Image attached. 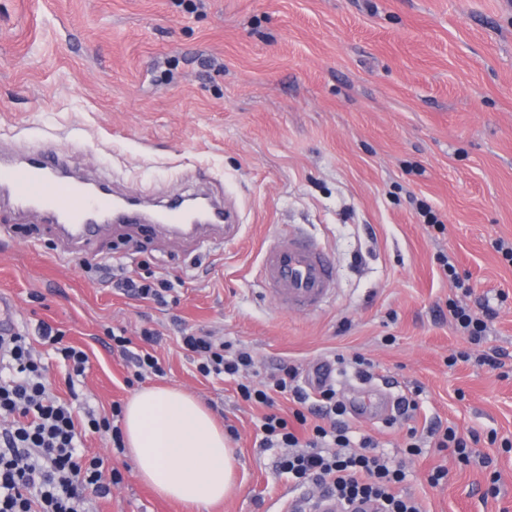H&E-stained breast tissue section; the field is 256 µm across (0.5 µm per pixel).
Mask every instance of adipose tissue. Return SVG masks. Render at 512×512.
<instances>
[{"label":"adipose tissue","mask_w":512,"mask_h":512,"mask_svg":"<svg viewBox=\"0 0 512 512\" xmlns=\"http://www.w3.org/2000/svg\"><path fill=\"white\" fill-rule=\"evenodd\" d=\"M124 435L137 476L163 497L207 506L223 500L234 484L223 429L180 390H137L125 406Z\"/></svg>","instance_id":"1"}]
</instances>
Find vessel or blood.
I'll list each match as a JSON object with an SVG mask.
<instances>
[{
	"label": "vessel or blood",
	"mask_w": 512,
	"mask_h": 512,
	"mask_svg": "<svg viewBox=\"0 0 512 512\" xmlns=\"http://www.w3.org/2000/svg\"><path fill=\"white\" fill-rule=\"evenodd\" d=\"M62 159L52 149H41L26 162L0 157V193L22 212L42 214L58 231L65 249L76 252L90 244L99 225L161 229L168 234L211 249L233 239L239 229L235 211L210 199L213 217L205 224L189 223L180 196L145 211L133 204L117 208L110 190L92 194L61 173ZM259 279L277 306L303 313L320 308L333 289L334 268L323 249L302 232L273 236L263 249Z\"/></svg>",
	"instance_id": "vessel-or-blood-1"
}]
</instances>
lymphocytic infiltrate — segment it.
<instances>
[{
	"mask_svg": "<svg viewBox=\"0 0 512 512\" xmlns=\"http://www.w3.org/2000/svg\"><path fill=\"white\" fill-rule=\"evenodd\" d=\"M117 285L131 297L160 306L177 292L172 280L152 276L129 275ZM141 340L147 349L134 354L129 338L111 337L113 348L131 357L138 381L145 373L163 372L150 351L159 335L146 328ZM180 345L197 357L201 376L237 380L240 398L263 407L258 446L281 449L276 466L295 487L318 489L320 496L335 498L344 512L364 501L374 502L377 512H425L421 500L401 491L406 478L402 467L379 452L374 439L356 436L348 406L326 376L328 370L348 366L359 380H372V365L364 356L332 357L313 385H303L292 365L280 366L254 384L241 380L254 366L246 349L207 334L182 336ZM284 399L289 402L285 408L280 405ZM121 415L117 402L107 414L90 409L76 413L71 403L52 393L29 337L19 332L0 336V512H91L93 500L111 496L121 474L89 453L86 437L104 433L114 447H123L117 424Z\"/></svg>",
	"mask_w": 512,
	"mask_h": 512,
	"instance_id": "1",
	"label": "lymphocytic infiltrate"
}]
</instances>
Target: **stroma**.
Here are the masks:
<instances>
[{"label": "stroma", "mask_w": 512, "mask_h": 512, "mask_svg": "<svg viewBox=\"0 0 512 512\" xmlns=\"http://www.w3.org/2000/svg\"><path fill=\"white\" fill-rule=\"evenodd\" d=\"M39 141L76 176L148 201L193 193L205 171L239 212L220 249L107 225L66 256L48 224L0 200L12 225L0 295L23 333L48 323L89 358L70 389L61 358L39 346L57 396L77 391L79 410L126 402L131 365L104 331L149 327L164 373L143 386L182 389L238 429L239 485L199 512H279L292 486L279 449L254 446L263 408L234 382L201 377L180 349L199 330L249 348L262 372L290 360L310 376L332 353L364 355L375 378L339 386L344 401L411 393L419 404L408 426L352 421L402 465L403 490L427 512H512V357L496 371L474 360L512 354V262L495 247L512 241V0H207L192 14L177 0H0V150ZM297 227L329 255L336 284L321 309L285 314L259 267L266 238ZM443 253L458 279L441 270ZM146 269L184 278L177 302L117 290ZM473 293L498 311L478 346L437 314ZM437 420L479 435L471 463L426 445L406 453L409 429L422 437ZM87 444L123 476L95 512H191L141 483L108 436ZM436 469L447 476L433 487Z\"/></svg>", "instance_id": "obj_1"}]
</instances>
